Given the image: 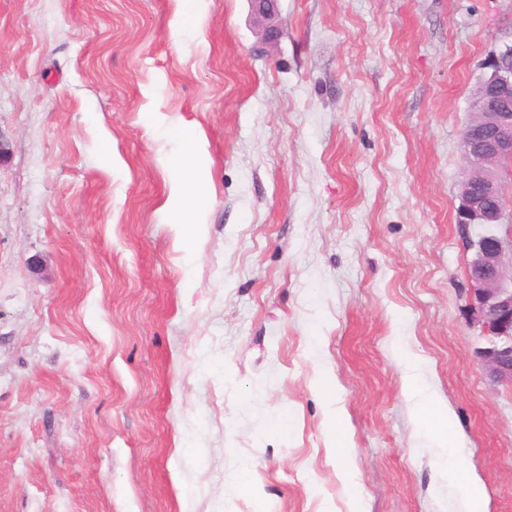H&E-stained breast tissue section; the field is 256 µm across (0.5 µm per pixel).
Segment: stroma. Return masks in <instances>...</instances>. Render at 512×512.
<instances>
[{
  "mask_svg": "<svg viewBox=\"0 0 512 512\" xmlns=\"http://www.w3.org/2000/svg\"><path fill=\"white\" fill-rule=\"evenodd\" d=\"M194 6L0 0V512H457L409 353L512 512L455 221L512 0Z\"/></svg>",
  "mask_w": 512,
  "mask_h": 512,
  "instance_id": "obj_1",
  "label": "stroma"
}]
</instances>
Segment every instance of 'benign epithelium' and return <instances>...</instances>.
<instances>
[{
	"mask_svg": "<svg viewBox=\"0 0 512 512\" xmlns=\"http://www.w3.org/2000/svg\"><path fill=\"white\" fill-rule=\"evenodd\" d=\"M264 20L276 15L277 0H250ZM491 72L477 87L472 121L461 134L462 182L457 223H512L503 175L512 172V47L489 65ZM473 250L468 266L466 301L470 321L480 329L485 346L479 361L493 381L512 386V252L492 232L468 239Z\"/></svg>",
	"mask_w": 512,
	"mask_h": 512,
	"instance_id": "benign-epithelium-1",
	"label": "benign epithelium"
}]
</instances>
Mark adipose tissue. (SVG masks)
<instances>
[{
    "label": "adipose tissue",
    "instance_id": "obj_1",
    "mask_svg": "<svg viewBox=\"0 0 512 512\" xmlns=\"http://www.w3.org/2000/svg\"><path fill=\"white\" fill-rule=\"evenodd\" d=\"M404 391L435 431L434 448L449 483L454 484L459 490L460 512H484L482 489L464 465L463 449L456 435L454 421L447 407L438 401L424 383L421 363L417 358L412 357L407 361Z\"/></svg>",
    "mask_w": 512,
    "mask_h": 512
}]
</instances>
